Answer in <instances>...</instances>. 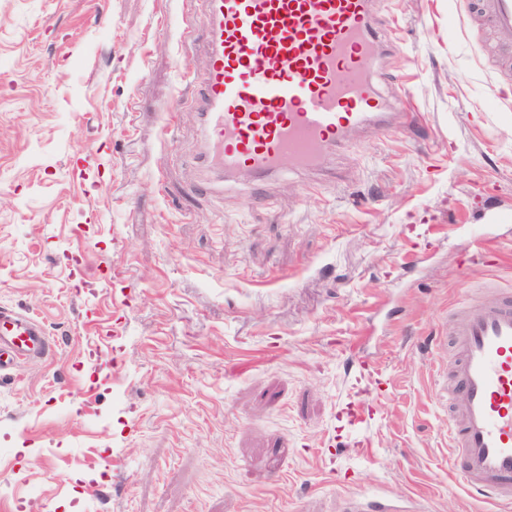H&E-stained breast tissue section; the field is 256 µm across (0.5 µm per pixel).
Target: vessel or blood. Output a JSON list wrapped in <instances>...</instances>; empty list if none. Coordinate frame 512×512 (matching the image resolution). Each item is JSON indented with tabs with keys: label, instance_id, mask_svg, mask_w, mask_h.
Masks as SVG:
<instances>
[{
	"label": "vessel or blood",
	"instance_id": "obj_1",
	"mask_svg": "<svg viewBox=\"0 0 512 512\" xmlns=\"http://www.w3.org/2000/svg\"><path fill=\"white\" fill-rule=\"evenodd\" d=\"M512 39V0H476ZM208 65L195 85L206 147L202 170L263 181L284 162L330 166L356 131L378 135L407 120L404 101L371 80L380 54L373 0H206L198 20ZM458 355L448 372V429L457 475L479 495L512 503V291L466 304L448 327ZM32 317L0 311V372L42 355ZM346 512H404L361 494Z\"/></svg>",
	"mask_w": 512,
	"mask_h": 512
}]
</instances>
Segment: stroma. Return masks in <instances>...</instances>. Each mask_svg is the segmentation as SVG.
Returning <instances> with one entry per match:
<instances>
[{
  "instance_id": "1",
  "label": "stroma",
  "mask_w": 512,
  "mask_h": 512,
  "mask_svg": "<svg viewBox=\"0 0 512 512\" xmlns=\"http://www.w3.org/2000/svg\"><path fill=\"white\" fill-rule=\"evenodd\" d=\"M202 8L0 0V309L53 347L0 375V500L507 512L460 484L444 392L453 308L512 289L506 44L467 0H382L373 81L413 121L198 192ZM347 512H404L409 509L385 497L361 494L347 500Z\"/></svg>"
}]
</instances>
